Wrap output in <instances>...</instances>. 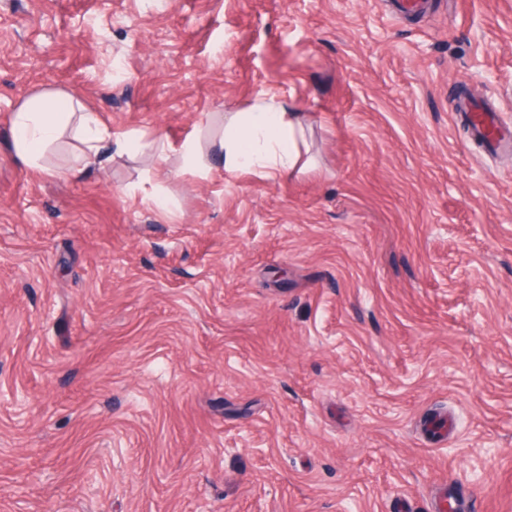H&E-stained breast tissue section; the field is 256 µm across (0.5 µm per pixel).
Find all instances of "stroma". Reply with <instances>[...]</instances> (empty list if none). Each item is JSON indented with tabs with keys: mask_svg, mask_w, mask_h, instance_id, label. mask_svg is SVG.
Returning <instances> with one entry per match:
<instances>
[{
	"mask_svg": "<svg viewBox=\"0 0 512 512\" xmlns=\"http://www.w3.org/2000/svg\"><path fill=\"white\" fill-rule=\"evenodd\" d=\"M512 0H0V512H512ZM63 90L113 130L306 121L265 180L150 150L27 169Z\"/></svg>",
	"mask_w": 512,
	"mask_h": 512,
	"instance_id": "35a3bbf8",
	"label": "stroma"
}]
</instances>
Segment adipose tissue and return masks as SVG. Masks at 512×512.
<instances>
[{
    "label": "adipose tissue",
    "instance_id": "obj_1",
    "mask_svg": "<svg viewBox=\"0 0 512 512\" xmlns=\"http://www.w3.org/2000/svg\"><path fill=\"white\" fill-rule=\"evenodd\" d=\"M14 148L26 167L45 170L47 150L65 136L80 143L71 160V171L101 162L103 148L117 146L124 152L140 150L136 131H115L104 124L98 113L88 110L69 93L45 91L28 98L12 117ZM305 128L298 113L276 96L253 99L240 112L224 117V132L210 151H203L199 140H185L172 148L164 138H156L150 148L156 167L166 164L171 150H178L185 169L200 175L211 174L213 158H220L225 172H253L274 180L295 171L301 161L299 143Z\"/></svg>",
    "mask_w": 512,
    "mask_h": 512
}]
</instances>
